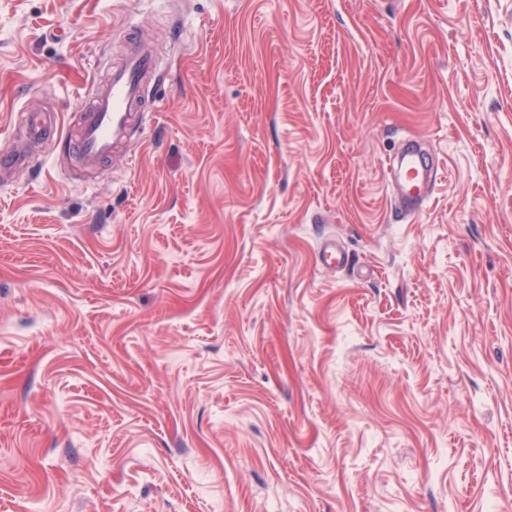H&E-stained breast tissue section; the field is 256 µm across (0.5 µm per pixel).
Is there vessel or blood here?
Masks as SVG:
<instances>
[{
    "label": "vessel or blood",
    "instance_id": "1",
    "mask_svg": "<svg viewBox=\"0 0 512 512\" xmlns=\"http://www.w3.org/2000/svg\"><path fill=\"white\" fill-rule=\"evenodd\" d=\"M156 69L152 47L139 38H131L121 63L112 67L101 85L86 94L85 120L74 142L85 165L93 167L112 157L118 146L128 140L135 124L142 122L148 110L147 86ZM387 168L397 178L398 208L408 214L420 212L432 190L428 181L431 165L417 149L415 139L404 140L401 150L388 158Z\"/></svg>",
    "mask_w": 512,
    "mask_h": 512
}]
</instances>
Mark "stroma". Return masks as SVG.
<instances>
[{"instance_id": "1", "label": "stroma", "mask_w": 512, "mask_h": 512, "mask_svg": "<svg viewBox=\"0 0 512 512\" xmlns=\"http://www.w3.org/2000/svg\"><path fill=\"white\" fill-rule=\"evenodd\" d=\"M134 34L164 104L130 142L27 138ZM17 150L0 512H512V0H0ZM387 170L394 173L398 182L396 201L398 208L407 214L420 212L431 194L428 181L430 161L416 147V140L407 138L401 150L387 160Z\"/></svg>"}]
</instances>
